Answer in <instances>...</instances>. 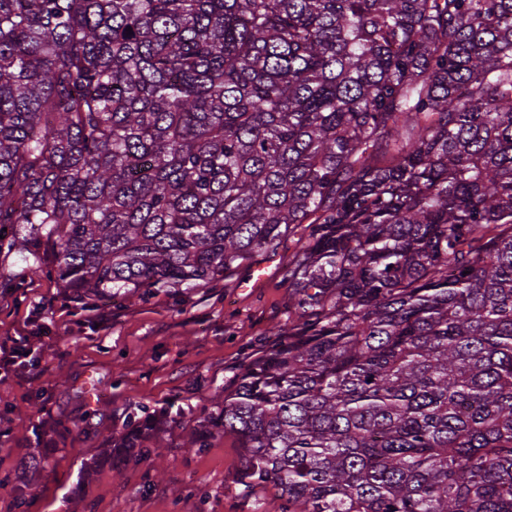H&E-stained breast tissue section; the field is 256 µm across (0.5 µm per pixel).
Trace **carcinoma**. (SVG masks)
Segmentation results:
<instances>
[{
	"label": "carcinoma",
	"instance_id": "cac0c4a2",
	"mask_svg": "<svg viewBox=\"0 0 512 512\" xmlns=\"http://www.w3.org/2000/svg\"><path fill=\"white\" fill-rule=\"evenodd\" d=\"M301 224L185 447L285 512H512V0H0V254L178 297Z\"/></svg>",
	"mask_w": 512,
	"mask_h": 512
}]
</instances>
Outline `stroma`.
Instances as JSON below:
<instances>
[{
  "instance_id": "obj_1",
  "label": "stroma",
  "mask_w": 512,
  "mask_h": 512,
  "mask_svg": "<svg viewBox=\"0 0 512 512\" xmlns=\"http://www.w3.org/2000/svg\"><path fill=\"white\" fill-rule=\"evenodd\" d=\"M294 248L283 240L219 284L179 297L106 303L64 289L49 257L0 258V341L20 339L27 352L26 369H0V512H282L275 490L238 483L234 437L215 434L201 449L184 439L237 367L287 323ZM159 409L163 457L127 447L135 420ZM45 447L46 467L29 470Z\"/></svg>"
}]
</instances>
